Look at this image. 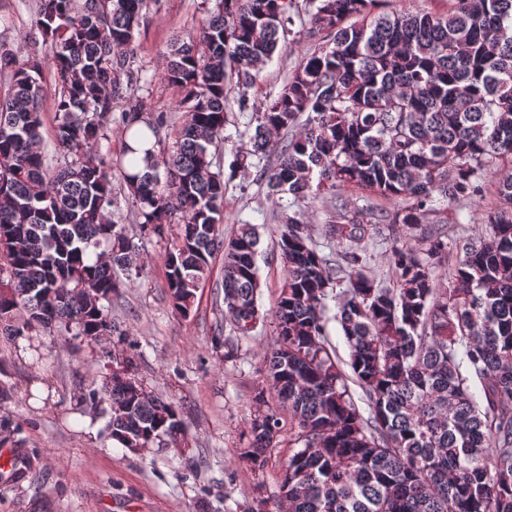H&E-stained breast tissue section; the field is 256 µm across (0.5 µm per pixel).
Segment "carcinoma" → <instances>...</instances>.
I'll return each mask as SVG.
<instances>
[{
    "mask_svg": "<svg viewBox=\"0 0 512 512\" xmlns=\"http://www.w3.org/2000/svg\"><path fill=\"white\" fill-rule=\"evenodd\" d=\"M376 0H318L312 23L331 36L300 60L265 111L229 178L251 167L271 195L317 201L344 186L394 200L389 214L324 202V237L351 251L322 255L299 209L278 247L284 268L265 353L270 389L301 447L280 480L288 512H512V175L498 182L486 235L455 243L448 287L436 269L448 236L393 246V287L365 273L363 244L376 225L408 233L481 194L488 171L512 162V0H455L446 14H387ZM147 0H36L40 49L19 59L0 44V337L55 333L89 345L124 340L112 301L142 275L138 240L171 237L165 255L172 306L197 304L223 254L221 283L233 332L250 338L257 303L259 236L252 224L224 233L226 102L246 90L294 23V0H215L198 32L177 36L163 79L179 88L188 119L171 126L135 95L133 45ZM54 69L57 123L42 144L43 63ZM120 157L96 149L112 132ZM304 123H299L301 116ZM144 125L146 132L135 129ZM286 141L274 134L295 127ZM144 135V169L130 172ZM276 164L260 165L271 155ZM349 346L328 338L327 301ZM116 366L77 400L109 417L126 448L184 436L180 410ZM366 401L359 411L348 381ZM241 457L257 467L282 429L275 411L248 421Z\"/></svg>",
    "mask_w": 512,
    "mask_h": 512,
    "instance_id": "cac0c4a2",
    "label": "carcinoma"
}]
</instances>
